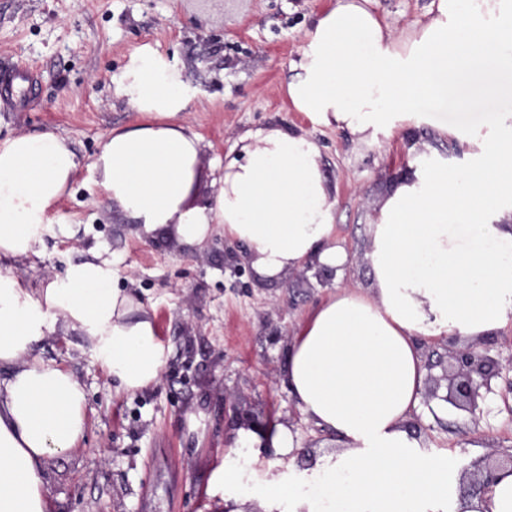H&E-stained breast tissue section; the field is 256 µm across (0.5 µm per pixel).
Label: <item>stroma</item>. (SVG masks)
I'll return each instance as SVG.
<instances>
[{
  "instance_id": "35a3bbf8",
  "label": "stroma",
  "mask_w": 512,
  "mask_h": 512,
  "mask_svg": "<svg viewBox=\"0 0 512 512\" xmlns=\"http://www.w3.org/2000/svg\"><path fill=\"white\" fill-rule=\"evenodd\" d=\"M335 2L0 0V73L17 64L41 77L32 98L0 112V140L51 131L71 140L80 161L70 195L50 216L41 257L17 271L37 289L90 251L113 254L119 287L140 301L139 315L155 322L165 350L159 382L127 392L79 334L59 331L42 341V357L84 386L88 415L77 447L43 467L50 512H224L238 498L256 512L270 462L266 448H250L241 486L212 484L215 470L237 456L239 434L253 425H284L307 457L337 450L335 436L305 421L290 393L291 340L337 288H369L370 226L388 186L416 166L471 164L462 148L439 138V127L479 126L502 103L468 112L448 96L426 99L417 118L397 122L369 144L295 111L285 93L290 67L316 17ZM432 6L433 0H372L399 32ZM144 46L175 65L196 92L185 119L205 145L199 203L216 191L217 167L244 133L278 126L317 141L336 194L334 238L348 255L342 272L316 266L263 278L246 246L223 230L188 247L170 229L138 233L97 198L89 165L108 133L137 117L114 94L112 76ZM502 386L493 381L475 416L422 393V445L447 458L450 474L465 480L475 460L512 455V409Z\"/></svg>"
}]
</instances>
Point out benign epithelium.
I'll return each mask as SVG.
<instances>
[{"label":"benign epithelium","instance_id":"7a95c632","mask_svg":"<svg viewBox=\"0 0 512 512\" xmlns=\"http://www.w3.org/2000/svg\"><path fill=\"white\" fill-rule=\"evenodd\" d=\"M451 360L441 378L433 380L432 395H437L440 387L446 388L443 400L454 407L474 412L479 399L483 398L480 389L490 390L492 379L501 373L500 361L489 354L488 350H480L474 346L448 351ZM512 471V455L502 462L480 459L473 464L471 481L480 491H487L495 480V474L501 470Z\"/></svg>","mask_w":512,"mask_h":512}]
</instances>
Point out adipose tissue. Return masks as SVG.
Returning a JSON list of instances; mask_svg holds the SVG:
<instances>
[{"label": "adipose tissue", "instance_id": "1", "mask_svg": "<svg viewBox=\"0 0 512 512\" xmlns=\"http://www.w3.org/2000/svg\"><path fill=\"white\" fill-rule=\"evenodd\" d=\"M112 83L141 121L110 132L91 169L101 195L138 231H175L200 246L215 229L243 243L255 271L276 277L314 261L343 266L334 243L336 196L319 145L269 127L240 136L220 185L198 204L203 143L184 120L195 97L181 72L144 48ZM466 111L512 100V0H435L408 32L382 24L370 0H336L320 14L291 67L292 106L319 122L376 140L386 118L460 85ZM460 137L469 169L417 167L384 194L367 253L372 286L340 288L300 324L288 352L290 393L306 421L334 434L338 451L301 478L263 481V512H512V472L459 501L448 461L426 454L407 422L426 371L420 340L476 339L512 321V107ZM80 162L54 132L0 142V512H49L42 465L76 448L86 395L72 372L37 346L80 333L121 388L159 382L164 349L150 318L114 284L94 251L64 277L30 290L19 262L40 257L49 213Z\"/></svg>", "mask_w": 512, "mask_h": 512}]
</instances>
